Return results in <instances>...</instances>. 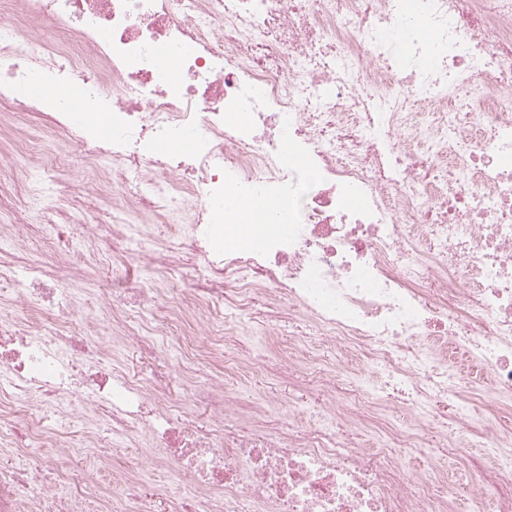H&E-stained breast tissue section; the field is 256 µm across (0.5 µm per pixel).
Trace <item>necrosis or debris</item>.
I'll list each match as a JSON object with an SVG mask.
<instances>
[{
	"label": "necrosis or debris",
	"mask_w": 512,
	"mask_h": 512,
	"mask_svg": "<svg viewBox=\"0 0 512 512\" xmlns=\"http://www.w3.org/2000/svg\"><path fill=\"white\" fill-rule=\"evenodd\" d=\"M0 101L33 146L0 161V190L25 195L35 156L61 152L88 194L123 198L95 224L54 179L40 241L0 225V303L32 309L0 313V512H457L445 472L404 461L433 431L468 463L470 512H512V430L477 417L486 388L512 406V0H0ZM231 188L284 228L245 213L233 248ZM187 206L165 248L129 221ZM94 264L111 315L78 319L70 285ZM226 303L307 322L303 359L336 351L339 373L308 384L248 363L315 386L318 422L244 418L218 379L194 388L204 420L176 414L164 316ZM129 346L133 374L112 363ZM390 403L414 425L363 447L356 419ZM104 428L167 482L133 489L99 452L57 467ZM229 204H234V208L231 210H227L226 208ZM245 207L246 203L234 192H228L224 196V208L225 210H227L225 214L226 221L224 225H228L227 227H233L240 231L241 239L244 240H239L236 242V245L239 248H249L251 245V243L248 240H246L248 236L245 233L244 229L245 223H243L241 218V212L245 209Z\"/></svg>",
	"instance_id": "4bbe7bcc"
}]
</instances>
